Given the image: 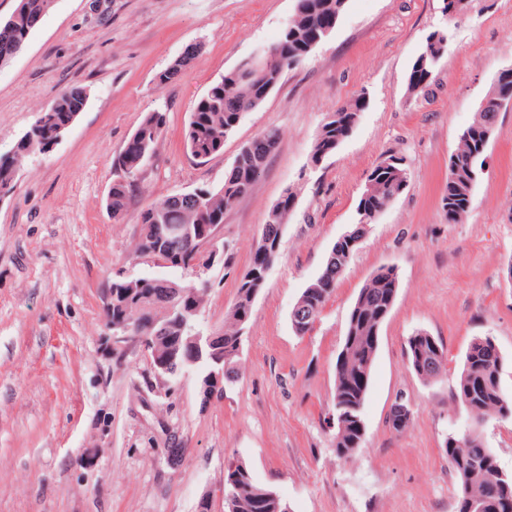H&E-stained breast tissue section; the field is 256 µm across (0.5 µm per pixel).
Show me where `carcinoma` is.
Listing matches in <instances>:
<instances>
[{"label": "carcinoma", "instance_id": "obj_1", "mask_svg": "<svg viewBox=\"0 0 512 512\" xmlns=\"http://www.w3.org/2000/svg\"><path fill=\"white\" fill-rule=\"evenodd\" d=\"M348 0H296L292 15L281 34L288 36L287 56L260 80L242 73L248 63L226 71L195 102L184 133L187 152L200 162H207L224 152L226 139L238 126L243 115L259 108L280 84L286 71L302 64L315 30L341 16ZM53 0H16L7 20L0 21V64L14 57L25 45L31 32L52 7ZM446 28L429 33L423 52L418 56L408 78V92L417 97L426 92L433 72L447 47ZM191 58L174 60L159 76V83L176 80ZM486 106L478 107L472 122L463 129L457 150L448 160V177L442 206L448 223L454 224L469 211L472 191L483 169L481 157L488 143L500 135V102L512 101V70L494 79ZM88 99L82 86L73 87L57 97L38 120L41 126L29 130L17 143L12 155L0 157V192L15 186L21 162L30 154L50 148L51 134L68 128L84 110ZM366 105L358 95L332 112L333 119L322 123L315 138L310 158L319 160L336 151L356 125ZM166 130V113H147L134 134L145 142V154L123 151L117 163L124 176L110 188L106 209L119 221L128 211L130 193L138 174L153 158ZM270 149L264 155L241 149L218 187L202 185L190 192L176 193L157 199L142 209L137 217L139 234L134 255L161 259L169 251L177 253L174 268L206 269L210 263L200 251L209 234L203 228L224 223V211L246 197L257 178L265 170L274 153L279 135L268 132ZM409 173L405 159L395 154L386 156L367 177L365 192L384 209L403 192ZM294 192H289L283 205L271 206L262 232L253 247L249 268L239 278L236 301L218 335L224 342V384L238 378L242 335L251 318L255 298L265 285L264 270L279 256L282 227L288 223V207ZM158 224H186L194 229L195 244L186 246L156 230ZM354 250L340 244L332 247L320 275L311 282L297 300L291 315L293 330L298 335L309 332L319 319L336 283L346 270ZM187 287L163 273L109 281L112 290V318L129 322L135 333L150 338L159 357L176 356L171 376L198 367L192 345L180 340L196 330L197 316L178 317L180 291ZM399 279L395 268L376 270L360 289L350 310L344 343L336 358L333 395L336 431L333 446L336 455L352 457L362 447L365 426L362 407L369 385L373 360L378 348L383 323L394 306ZM410 369L421 380L431 383L445 372L448 356L444 345L426 332L418 331L407 341ZM503 357L488 337H478L468 346L456 386V397L467 413L465 423L448 435L445 451L458 479L456 512H512V474L498 466L492 449L486 447L481 426L497 415L512 416V392L501 382ZM405 405L395 401L389 412L390 427L404 432L411 417L400 412ZM224 498L232 500L235 512H283L285 503L269 486L256 482L245 463L229 460L224 466Z\"/></svg>", "mask_w": 512, "mask_h": 512}]
</instances>
